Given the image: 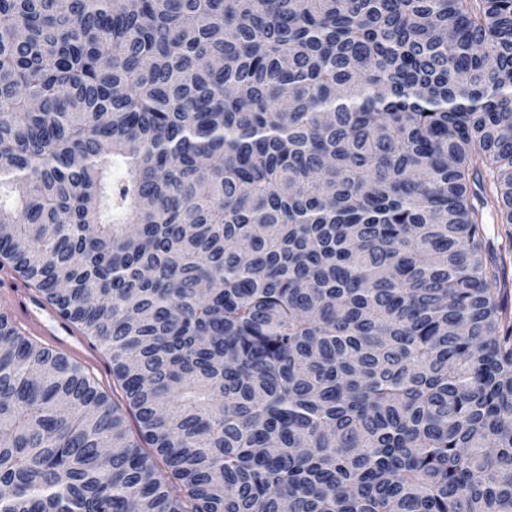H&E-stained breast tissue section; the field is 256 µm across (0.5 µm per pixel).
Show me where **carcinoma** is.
<instances>
[{
    "instance_id": "carcinoma-1",
    "label": "carcinoma",
    "mask_w": 512,
    "mask_h": 512,
    "mask_svg": "<svg viewBox=\"0 0 512 512\" xmlns=\"http://www.w3.org/2000/svg\"><path fill=\"white\" fill-rule=\"evenodd\" d=\"M512 0H0V512H512ZM497 222L498 219L496 213H494V216L490 214L486 215L484 224L485 232L483 247L486 250L490 249L496 252H500L506 224H498ZM0 308L10 312L14 325L29 336L39 337L55 351L84 365L97 364V352L64 315L50 309L22 280L0 281ZM88 338L97 347L100 365L94 367L92 369V373H89L81 364L73 360L72 361L89 374L95 380L98 387L110 397L112 396V361L110 360L108 352L100 344H98L93 338Z\"/></svg>"
}]
</instances>
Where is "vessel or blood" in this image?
<instances>
[{
	"label": "vessel or blood",
	"mask_w": 512,
	"mask_h": 512,
	"mask_svg": "<svg viewBox=\"0 0 512 512\" xmlns=\"http://www.w3.org/2000/svg\"><path fill=\"white\" fill-rule=\"evenodd\" d=\"M0 308L10 312L14 325L55 351L84 365L97 363V352L64 315L50 309L22 280L0 282Z\"/></svg>",
	"instance_id": "b4317fda"
}]
</instances>
